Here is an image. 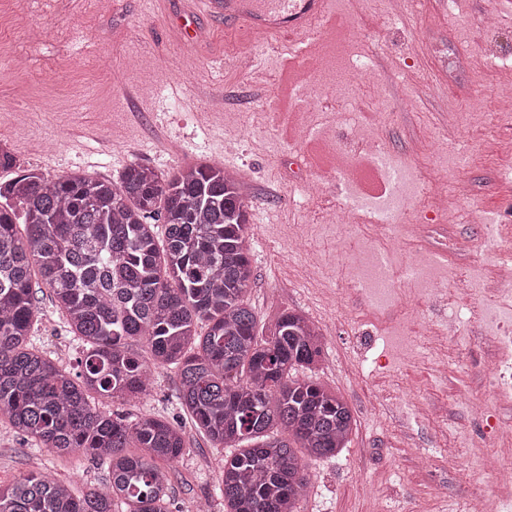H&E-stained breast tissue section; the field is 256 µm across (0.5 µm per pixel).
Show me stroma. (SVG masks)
Listing matches in <instances>:
<instances>
[{
  "instance_id": "stroma-1",
  "label": "stroma",
  "mask_w": 512,
  "mask_h": 512,
  "mask_svg": "<svg viewBox=\"0 0 512 512\" xmlns=\"http://www.w3.org/2000/svg\"><path fill=\"white\" fill-rule=\"evenodd\" d=\"M191 7V0H0V148L52 176L77 171L115 181L134 162L169 174L211 159L236 170L253 231L247 297L258 322L286 310L309 317L324 341L315 374L356 419L341 454L306 460L309 492L299 512H368L378 495L385 512H467L473 486L490 500L506 498L512 512V496L473 467L512 441L484 435L463 410L465 401L484 400L497 426L512 428V400L493 393L486 372L496 323L512 319V297L484 318L460 310L463 334L451 340L442 333L447 303L429 300L404 268L409 252L428 253L452 300L480 308L495 296L483 239L497 214L502 242L512 241V115L496 113L498 67L488 54L502 43L512 55V6L423 0L397 18L392 0H331V15L349 10L365 36L348 35L329 49L332 34L320 28L313 60L369 55L389 93L383 99L366 85L334 81L323 110L313 94H296L282 42L191 17ZM489 10L496 14L491 29L481 23ZM258 44L257 68H243V49ZM458 59L465 66L457 70ZM378 110L385 118L369 134L414 185L405 244L388 255L400 290L381 309L352 286L372 248L366 225L339 232L320 221L354 194L376 189L367 180L339 191L331 154L367 167L343 115ZM203 112L212 117L206 128L198 124ZM324 124L336 131L329 150L317 141ZM435 138L445 148L431 157ZM441 178L473 189L474 204L461 206L459 216L433 210L431 191ZM299 230L308 251L292 259L288 238ZM35 336L38 349L74 365L79 348L49 300L40 304ZM176 388L175 371L160 369L148 399L101 408L129 419L168 418ZM419 403L429 406L428 416L416 415ZM184 430L185 448L170 473V512L203 504L224 512L216 487L225 451L192 425ZM44 470L78 492L108 478L89 457L36 447L0 418V484Z\"/></svg>"
}]
</instances>
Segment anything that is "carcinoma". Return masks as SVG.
<instances>
[{
  "label": "carcinoma",
  "mask_w": 512,
  "mask_h": 512,
  "mask_svg": "<svg viewBox=\"0 0 512 512\" xmlns=\"http://www.w3.org/2000/svg\"><path fill=\"white\" fill-rule=\"evenodd\" d=\"M0 170L11 172L0 180V414L37 447L108 471L80 494L49 473L0 485V512H168L179 420L95 406L140 399L157 368L177 373L197 431L230 449L224 512H298L303 459L340 453L355 419L336 391L296 375L322 358L313 321L287 312L257 332L238 180L214 162L166 176L132 163L117 182L52 177L8 151ZM45 291L81 346L74 374L31 344Z\"/></svg>",
  "instance_id": "1"
}]
</instances>
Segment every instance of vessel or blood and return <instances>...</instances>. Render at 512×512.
I'll list each match as a JSON object with an SVG mask.
<instances>
[{
  "label": "vessel or blood",
  "mask_w": 512,
  "mask_h": 512,
  "mask_svg": "<svg viewBox=\"0 0 512 512\" xmlns=\"http://www.w3.org/2000/svg\"><path fill=\"white\" fill-rule=\"evenodd\" d=\"M197 11L248 26L266 38L287 37L292 61L307 57L328 13L327 0H194Z\"/></svg>",
  "instance_id": "vessel-or-blood-1"
}]
</instances>
